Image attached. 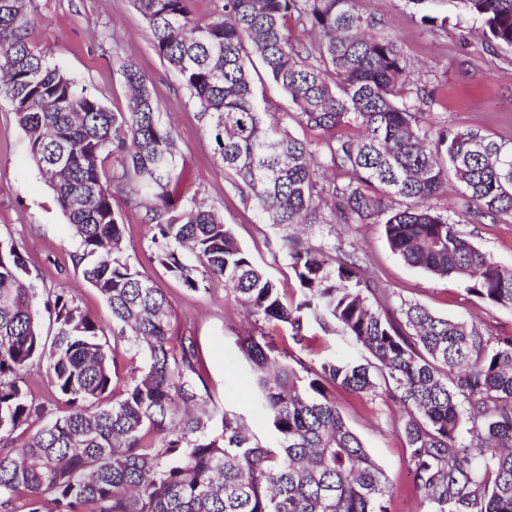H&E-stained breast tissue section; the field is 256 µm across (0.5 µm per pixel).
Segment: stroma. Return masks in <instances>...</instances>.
Wrapping results in <instances>:
<instances>
[{"label":"stroma","mask_w":512,"mask_h":512,"mask_svg":"<svg viewBox=\"0 0 512 512\" xmlns=\"http://www.w3.org/2000/svg\"><path fill=\"white\" fill-rule=\"evenodd\" d=\"M356 7L376 21L379 32L401 44L411 68L407 97L422 92L430 97L423 107L424 124L466 126L512 146V51L490 46L479 21L452 12L447 27L430 30L408 0H357ZM30 12L38 46L50 52L70 76L91 88L111 111H126L129 104L122 63L130 61L138 67L160 104L163 122L173 128L184 198L219 211L239 244L277 282L284 301L297 300L298 283L279 249L282 229L263 223L254 205L225 176L198 104L154 51L146 22L132 0H30ZM253 82L261 106L287 121L291 134L312 143L324 139L323 131L288 121L290 102L265 72L255 74ZM433 205L457 220L460 230L481 251L512 270V222L462 221L464 202L451 182ZM112 208L125 224V254L167 297L172 334L195 338L211 399L240 415L262 445H274L275 437L258 408V393L241 350L247 336L266 334L288 362L299 361L314 369L336 357L365 359V351L339 330L327 332L312 323L298 342L282 324H255L218 280H204L195 292L187 290L153 261L143 211L120 195L113 197ZM303 237L340 253L354 250L364 255L363 273L376 282L379 301L392 313L417 304L438 316L474 325L486 336H512V309L481 301L457 280L437 278L407 265L391 250L383 224H316L306 228ZM0 240L18 244L40 296L54 291L73 294L85 311L111 325L105 301L73 264L79 241L31 160L26 136L3 98ZM332 394L349 427L391 482L388 512H425L423 495L408 467L401 409L380 395L355 394L339 387Z\"/></svg>","instance_id":"stroma-1"}]
</instances>
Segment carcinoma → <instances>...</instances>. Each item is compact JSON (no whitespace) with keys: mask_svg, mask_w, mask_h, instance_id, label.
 I'll return each mask as SVG.
<instances>
[{"mask_svg":"<svg viewBox=\"0 0 512 512\" xmlns=\"http://www.w3.org/2000/svg\"><path fill=\"white\" fill-rule=\"evenodd\" d=\"M191 2L133 0L155 52L198 103L225 175L263 223L380 221L408 265L512 308V271L429 205L451 176L473 217L512 219V146L470 128L421 127L424 97H404L401 47L356 0H213L205 22ZM407 2L427 27L447 25L452 7L512 49V0ZM29 4L0 0V97L79 240L75 266L106 302L112 334L73 295L40 302L18 245L0 241V512H387L389 479L347 426L336 386L407 410L408 465L427 512H512V336L493 340L418 305L397 319L371 302L376 289L361 280L359 256L336 259L288 236L299 297L284 303L223 216L178 194L173 131L147 78L124 63L131 105L108 110L35 45ZM290 17L318 41L291 39ZM254 57L288 96V116L325 140L265 121ZM329 168L348 180L317 186ZM115 195L146 211L154 260L187 289L220 279L254 321L286 324L295 338L310 322L337 325L369 359L301 373L250 337L244 352L276 437L260 445L235 414L208 407L196 341L169 335L165 294L122 251ZM122 348L149 365L119 390L112 368ZM36 361L47 364L64 410L19 384Z\"/></svg>","mask_w":512,"mask_h":512,"instance_id":"carcinoma-1","label":"carcinoma"}]
</instances>
